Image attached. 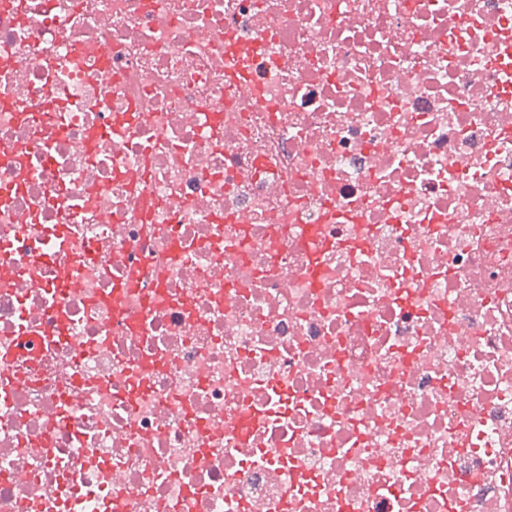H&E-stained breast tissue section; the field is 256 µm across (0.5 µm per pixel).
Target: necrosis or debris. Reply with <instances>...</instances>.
<instances>
[{
  "label": "necrosis or debris",
  "instance_id": "obj_1",
  "mask_svg": "<svg viewBox=\"0 0 512 512\" xmlns=\"http://www.w3.org/2000/svg\"><path fill=\"white\" fill-rule=\"evenodd\" d=\"M3 339L0 512H505L512 0H0Z\"/></svg>",
  "mask_w": 512,
  "mask_h": 512
}]
</instances>
